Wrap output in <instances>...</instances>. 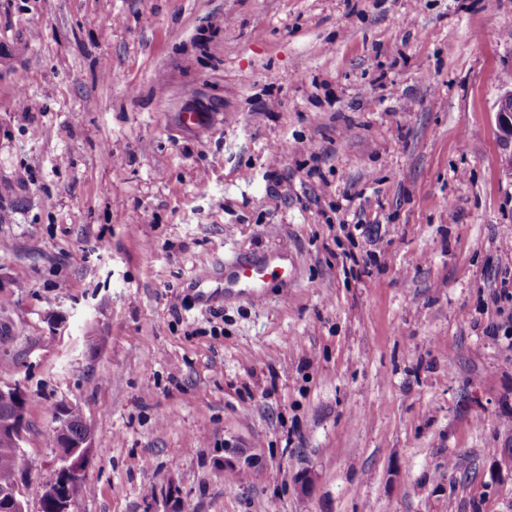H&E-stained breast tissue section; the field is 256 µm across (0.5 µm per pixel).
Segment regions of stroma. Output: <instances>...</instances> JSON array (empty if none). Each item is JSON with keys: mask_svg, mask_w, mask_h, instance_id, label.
Here are the masks:
<instances>
[{"mask_svg": "<svg viewBox=\"0 0 512 512\" xmlns=\"http://www.w3.org/2000/svg\"><path fill=\"white\" fill-rule=\"evenodd\" d=\"M511 88L512 0H0L28 512L70 404V512H512ZM284 258L272 256L265 259H242L235 262L232 270V282L248 289L253 300L264 298V284L267 279H279L288 284L291 269ZM55 439L61 454L59 466L48 491L55 497V512H69L70 504L82 486V463L91 448V431L81 420L77 438L72 431L77 427L73 407H62L56 416Z\"/></svg>", "mask_w": 512, "mask_h": 512, "instance_id": "35a3bbf8", "label": "stroma"}]
</instances>
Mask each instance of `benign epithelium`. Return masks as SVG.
I'll return each mask as SVG.
<instances>
[{"mask_svg":"<svg viewBox=\"0 0 512 512\" xmlns=\"http://www.w3.org/2000/svg\"><path fill=\"white\" fill-rule=\"evenodd\" d=\"M498 121L502 135L512 141V89L506 91L499 102ZM7 392L13 398L14 417L9 428H0V446L19 448L27 422V395L18 384L1 385L0 393ZM56 423L55 439L61 454L48 491L55 497V512H69L71 501L82 486V463L91 448V431L85 422H76L71 407L59 410Z\"/></svg>","mask_w":512,"mask_h":512,"instance_id":"1","label":"benign epithelium"}]
</instances>
